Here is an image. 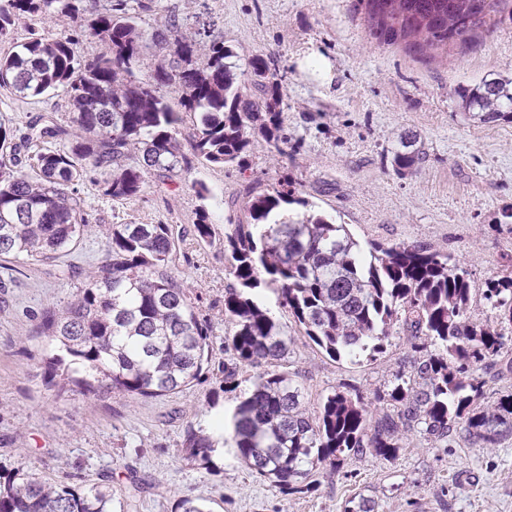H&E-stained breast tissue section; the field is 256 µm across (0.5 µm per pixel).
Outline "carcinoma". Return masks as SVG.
<instances>
[{"label": "carcinoma", "mask_w": 512, "mask_h": 512, "mask_svg": "<svg viewBox=\"0 0 512 512\" xmlns=\"http://www.w3.org/2000/svg\"><path fill=\"white\" fill-rule=\"evenodd\" d=\"M88 0H0V40L17 21L35 16L79 19ZM369 36L401 41L424 53L489 30L502 0H363ZM153 0H110L89 22V34L109 44L106 55L79 62L70 39L30 32L0 56V88L23 99L63 93L73 116H39L24 138L34 147L26 161L0 126V258L54 262L83 237L79 185L91 171L114 200L140 195L148 178L171 179L191 168L180 142L183 114L194 116L192 155L202 163L243 171L254 141L271 155L287 153L284 86L278 60L253 53L230 62L224 41L187 39L179 17L150 34L142 14ZM167 44L168 67L136 76L148 41ZM181 89L182 111L164 89ZM473 120L512 122V80L485 78L462 93ZM426 153L413 141L392 152L395 174H412ZM246 220L228 218L224 260L233 284L224 294L223 391L239 388L241 369L271 365L229 416L211 430L188 427L183 447L209 468L215 449L232 441L249 471L285 495L309 492L312 472L336 469L339 455L370 450L388 460L414 436L448 441L457 429L482 448L512 435V394L478 404L512 330V272L485 282L482 297L500 324L470 315V273L450 254L426 244L361 245L345 225L309 210L283 185L242 192ZM304 211L289 214L288 206ZM192 236L208 242L212 224L197 214ZM184 235L171 224H114L106 257L85 274L70 300L42 313L40 333L57 343L48 358L49 382L83 384L99 396L161 398L206 378L212 363V323L199 295L172 272ZM264 285L278 291L315 345L333 359L360 361L384 351L399 325L418 353L414 373L398 371L390 390L367 401L354 388L327 395L309 414L301 387L274 366L286 360L292 338L256 298ZM0 512H112L102 487L51 483L22 469L0 471Z\"/></svg>", "instance_id": "1"}]
</instances>
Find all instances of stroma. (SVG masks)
<instances>
[{
	"instance_id": "1",
	"label": "stroma",
	"mask_w": 512,
	"mask_h": 512,
	"mask_svg": "<svg viewBox=\"0 0 512 512\" xmlns=\"http://www.w3.org/2000/svg\"><path fill=\"white\" fill-rule=\"evenodd\" d=\"M144 14L151 31L175 12L183 33L204 41V26L238 55L262 51L277 57L285 74L284 117L289 153L274 157L255 141L246 171L194 163L174 181L151 178L140 198L123 203L84 182L89 224L78 248L59 264L22 260L0 267V468L24 466L53 482L106 486L125 512H173L185 496L210 512H345L365 496L375 512H512V436L482 448L457 439L450 444L410 441L388 460L371 453L345 455L338 470L314 475L316 488L282 495L269 481L241 465L233 448L214 456L215 470L189 461L182 448L186 425L208 426L231 410L237 393L209 406L219 387L224 359V292L227 203L243 182L273 184L288 178L297 196L334 215L359 243H425L449 253L466 268L474 288L471 317L493 320L482 298L485 282L512 268V233L497 230L512 211V122L480 124L464 117L458 93L483 78L512 77V0H505L493 32L476 30L435 57L381 45L371 39L355 0H156ZM73 36L76 59L106 52L104 42L75 31L69 21L43 17L16 25ZM68 123L64 94L24 100L0 89V122L14 136L26 134L38 113ZM414 140L427 154L414 174L398 177L392 149ZM208 188L198 196V184ZM207 211L212 244L186 239L173 269L201 298L212 318L214 366L205 382L162 398L98 399L71 386H47L39 334L44 309L66 302L73 285L57 268L89 271L106 255V231L115 224H176L190 227ZM263 301L287 328L292 352L282 367L302 386L309 411L344 387L372 399L396 371L413 369L415 354L402 329H394L383 353L358 362L332 360L314 345L277 293Z\"/></svg>"
}]
</instances>
